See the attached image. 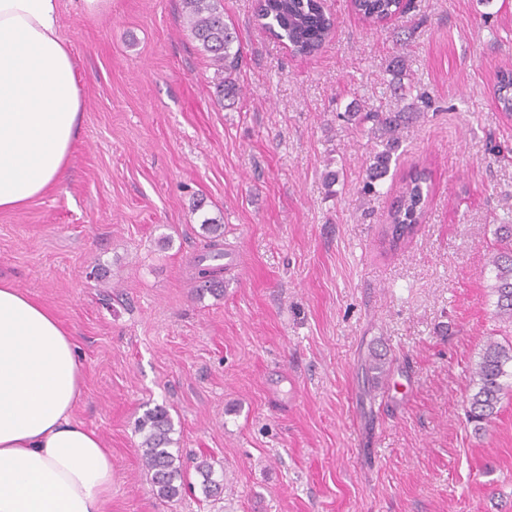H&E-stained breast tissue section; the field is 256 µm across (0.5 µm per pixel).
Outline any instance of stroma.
<instances>
[{
	"mask_svg": "<svg viewBox=\"0 0 512 512\" xmlns=\"http://www.w3.org/2000/svg\"><path fill=\"white\" fill-rule=\"evenodd\" d=\"M242 51L220 103L181 0H61L84 97L67 175L0 212V278L50 307L84 361L80 420L112 452L111 512H512V387L486 435L463 411L487 339L490 284L512 224V0H412L373 28L349 0L314 56L266 30L256 0H222ZM416 112L400 155L362 191L380 143L346 113ZM424 171L425 218L382 235L402 180ZM224 227V292L199 293L203 219ZM386 353L387 374L368 365ZM173 422L190 482L210 458L220 497L168 501L137 424ZM497 78L498 107L505 115L512 117V70L501 71Z\"/></svg>",
	"mask_w": 512,
	"mask_h": 512,
	"instance_id": "obj_1",
	"label": "stroma"
}]
</instances>
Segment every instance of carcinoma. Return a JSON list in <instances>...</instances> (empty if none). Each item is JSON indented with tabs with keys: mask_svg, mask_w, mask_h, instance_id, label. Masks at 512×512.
Returning a JSON list of instances; mask_svg holds the SVG:
<instances>
[{
	"mask_svg": "<svg viewBox=\"0 0 512 512\" xmlns=\"http://www.w3.org/2000/svg\"><path fill=\"white\" fill-rule=\"evenodd\" d=\"M353 10L371 25H380L405 12L409 6L400 0H352ZM182 10L192 37L216 67V87L221 99L238 94L235 75L241 65V49L235 31L224 20V11L218 0H182ZM257 16L263 26L278 39L288 42L293 53L311 56L321 48L335 27V18L323 7V0H260ZM498 107L512 116V70L502 71L497 83ZM361 123L371 124V131L380 139L382 150L376 152L367 171L365 191L374 192V181L386 175L394 155L400 147L401 126L420 118L418 112H383L375 110L356 115ZM427 177L416 172L399 187L398 196L388 213V224L383 235L397 244L415 232L422 222L428 197ZM208 254L194 264V279L199 288L213 294L220 293L224 281L220 274L224 266L214 261L224 257V225L207 224ZM495 235L504 243L496 254L494 283L491 290L496 297L495 310L501 320L512 326V224L497 225ZM512 343L503 344L490 339L483 346L471 369L472 394L466 407L467 420L477 435L498 414V405L507 388L505 378L512 377ZM142 441L138 451L142 465L150 473L153 491L163 499H174L185 489L181 466L169 450L172 444L173 424L168 413L157 408L145 413L138 424ZM202 492L215 497L223 491L224 479L216 476L212 463L202 460L196 465Z\"/></svg>",
	"mask_w": 512,
	"mask_h": 512,
	"instance_id": "cac0c4a2",
	"label": "carcinoma"
}]
</instances>
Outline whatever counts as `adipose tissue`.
<instances>
[{
    "label": "adipose tissue",
    "mask_w": 512,
    "mask_h": 512,
    "mask_svg": "<svg viewBox=\"0 0 512 512\" xmlns=\"http://www.w3.org/2000/svg\"><path fill=\"white\" fill-rule=\"evenodd\" d=\"M60 0H0V212L63 181L84 102ZM74 336L0 279V512H106L112 455L75 416Z\"/></svg>",
    "instance_id": "ef3b65f1"
}]
</instances>
